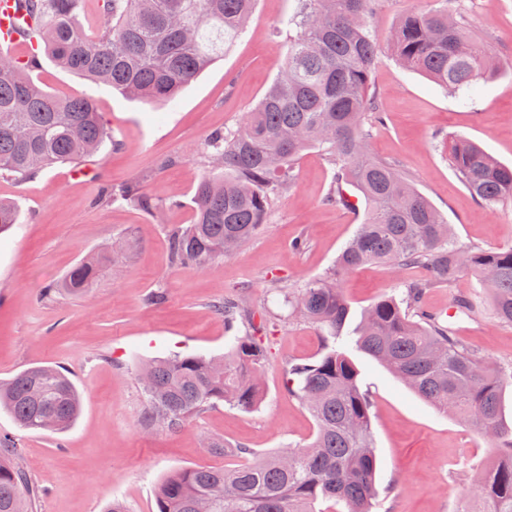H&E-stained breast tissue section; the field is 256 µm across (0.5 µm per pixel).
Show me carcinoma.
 I'll list each match as a JSON object with an SVG mask.
<instances>
[{"instance_id":"1","label":"carcinoma","mask_w":512,"mask_h":512,"mask_svg":"<svg viewBox=\"0 0 512 512\" xmlns=\"http://www.w3.org/2000/svg\"><path fill=\"white\" fill-rule=\"evenodd\" d=\"M256 0H101L103 28H80L82 0H26L35 23L28 40L38 57L27 62L0 49V176L19 182L57 164L82 165L112 142L95 103L61 97L32 78L42 58L69 73L148 103L174 101L203 70L224 57L248 28ZM380 0H297L288 16L283 68L246 119L212 134V171L199 181L190 224L173 229L169 255L176 266L202 267L246 246L274 203L296 184V161L317 149L334 170L322 204L355 209L342 188L354 186L366 212L353 238L326 274L296 288L270 280L288 316L311 325L321 340L317 357L288 364V393L313 417L311 443L232 467L195 466L168 475L156 492L158 512H316L331 501L347 512L380 506L378 453L371 401L358 383V353L386 367L421 399L452 413L488 440L496 462L466 493L461 512H512V426L502 403L512 368L493 367L457 336L454 323L423 309L432 288H454L472 276L491 292L484 307L476 292L453 301L455 319L485 315L512 325V246L487 249L458 241L442 213L411 179L370 155L365 126L382 118L371 70L380 46L372 31ZM401 16L387 41L404 67L443 90L467 94L498 71L497 62L464 27L457 0H431ZM448 162L481 205L512 204V166L464 137L442 141ZM120 198L147 213L161 207L137 183L106 185L101 199ZM19 206L0 201V233L19 223ZM367 263L421 268L373 301L350 327L352 309L341 283ZM99 271L96 260L75 264L60 287L80 293ZM237 297L216 305L235 337L221 359L178 355L150 363L139 381L146 426L175 430L206 407L224 402L240 410L262 400L266 320ZM0 409L22 430L63 432L78 417L81 399L61 371L33 366L0 383ZM15 442L0 438V512H30L37 492L21 466Z\"/></svg>"}]
</instances>
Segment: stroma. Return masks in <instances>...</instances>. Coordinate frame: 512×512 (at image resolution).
Listing matches in <instances>:
<instances>
[{
    "label": "stroma",
    "mask_w": 512,
    "mask_h": 512,
    "mask_svg": "<svg viewBox=\"0 0 512 512\" xmlns=\"http://www.w3.org/2000/svg\"><path fill=\"white\" fill-rule=\"evenodd\" d=\"M296 0H258L246 34L223 59L178 95L175 104L144 103L44 62L40 85L94 100L114 143L93 158L89 175L56 164L37 178L0 177V199L21 207L19 224L0 234V382L31 366H54L82 396V411L64 433L26 431L0 411V436L12 437L39 491L33 512H108L113 499L129 512H157L156 489L172 472L233 466L239 457L212 452L217 438L264 454L311 442L315 423L285 388L290 362L315 356L319 336L300 321L268 332L264 398L251 411L219 403L175 430L144 426L139 368L175 354L228 353L231 333L214 306L236 295L263 299L270 279L299 285L325 273L363 220L322 205L334 171L318 150L302 153L297 180L254 239L238 254L197 269L173 265L172 229L189 224L192 198L207 169L203 146L216 131L243 122L278 77L288 50L279 22ZM474 39L501 60L461 102L383 51L372 71L382 120L369 152L409 175L467 245H512V204H479L450 168L440 140L464 135L512 164V0H462ZM137 182L157 200L180 207L151 214L124 200L99 202L104 185ZM306 236L296 253L291 242ZM127 239L118 256L107 247ZM103 255L86 293L53 292L82 258ZM407 273L369 263L347 275L353 312L384 295ZM163 292L155 304L151 296ZM461 337L497 366L512 365V326L465 321ZM371 397L372 431L381 461L376 476L381 512H460L476 470L490 466L488 442L452 415L436 411L382 365L357 360Z\"/></svg>",
    "instance_id": "obj_1"
}]
</instances>
